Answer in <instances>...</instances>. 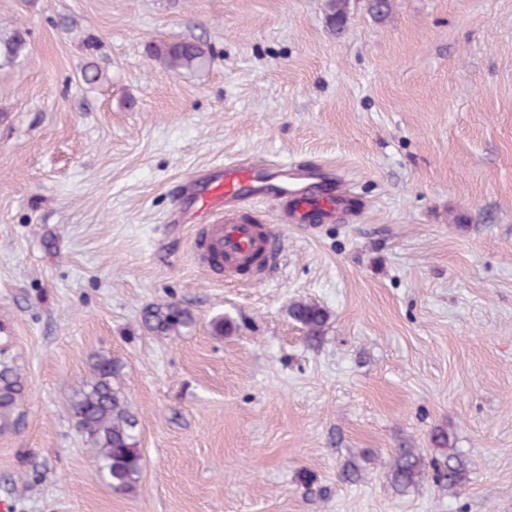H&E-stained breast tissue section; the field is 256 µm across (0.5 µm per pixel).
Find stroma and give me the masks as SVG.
I'll return each instance as SVG.
<instances>
[{
	"label": "stroma",
	"instance_id": "35a3bbf8",
	"mask_svg": "<svg viewBox=\"0 0 512 512\" xmlns=\"http://www.w3.org/2000/svg\"><path fill=\"white\" fill-rule=\"evenodd\" d=\"M0 327L26 382L0 512H512V0H0ZM207 66L174 73L158 41ZM101 73L82 79L84 68ZM318 167L349 214L285 224L263 280L199 261L185 181ZM329 313L309 346L288 313ZM178 302L194 324L147 332ZM230 319L231 334L212 323ZM124 369L142 478L97 475L69 405ZM470 471L396 492L392 449ZM150 55L175 73L197 71L205 67L208 61L202 45L194 41L153 44ZM193 322L191 310L175 302L148 306L143 313L145 329L157 336H179ZM434 479L436 483L446 485L448 490H453L469 482V470L457 453H448L442 466L434 463Z\"/></svg>",
	"mask_w": 512,
	"mask_h": 512
}]
</instances>
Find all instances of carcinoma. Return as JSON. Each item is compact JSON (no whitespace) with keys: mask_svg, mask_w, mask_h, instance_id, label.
<instances>
[{"mask_svg":"<svg viewBox=\"0 0 512 512\" xmlns=\"http://www.w3.org/2000/svg\"><path fill=\"white\" fill-rule=\"evenodd\" d=\"M348 0H328L329 18L336 29L343 28ZM26 48L23 34L16 32L0 41V57L16 59ZM150 55L175 72H194L206 66L208 57L201 44L194 41L158 43ZM291 317L305 329L306 339L323 336L329 314L315 302L300 301L291 305ZM194 316L179 303L151 305L144 310L145 329L157 336H179L190 327ZM0 349V430L18 421L17 409L23 397L24 380L14 361ZM124 365L107 354L95 356L94 377L70 404L76 426L92 448L97 460V475L113 490L126 492L136 487L142 477L143 464L139 448L140 426L125 394L116 386ZM392 487L400 492L417 485L425 475V455L419 448H396L388 459ZM435 482L453 490L469 482V470L454 452L434 465Z\"/></svg>","mask_w":512,"mask_h":512,"instance_id":"obj_1","label":"carcinoma"}]
</instances>
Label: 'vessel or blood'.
I'll return each mask as SVG.
<instances>
[{
  "label": "vessel or blood",
  "instance_id": "obj_1",
  "mask_svg": "<svg viewBox=\"0 0 512 512\" xmlns=\"http://www.w3.org/2000/svg\"><path fill=\"white\" fill-rule=\"evenodd\" d=\"M260 167L257 161L242 165L228 162L220 166L218 175L193 177L184 185L186 195L196 197L200 211L210 221L204 258H217L228 270L238 269L258 253L270 262L278 255L279 236L275 226L236 220V213L245 209L247 199L273 200L281 207L285 218L294 224L305 222L314 212L334 217L350 201L343 186L331 191L325 189L320 170H301L305 186L282 193L260 180Z\"/></svg>",
  "mask_w": 512,
  "mask_h": 512
}]
</instances>
